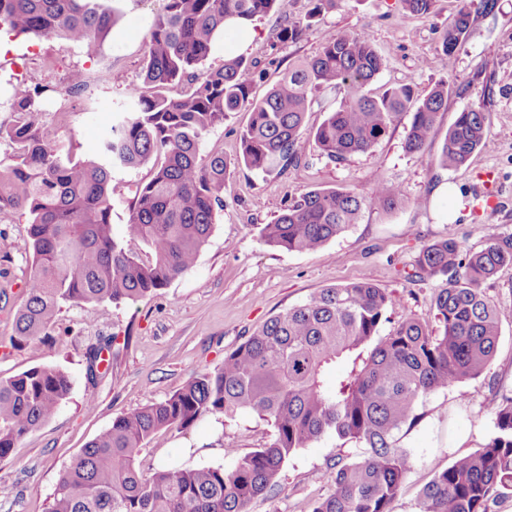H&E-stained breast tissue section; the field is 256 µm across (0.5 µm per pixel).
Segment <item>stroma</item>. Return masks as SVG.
<instances>
[{"instance_id": "35a3bbf8", "label": "stroma", "mask_w": 512, "mask_h": 512, "mask_svg": "<svg viewBox=\"0 0 512 512\" xmlns=\"http://www.w3.org/2000/svg\"><path fill=\"white\" fill-rule=\"evenodd\" d=\"M164 5L165 0H115L117 20L92 58L62 38H9L8 52L0 56V96L11 95L15 58L27 59L30 70L58 86L69 70L83 69L87 88L64 101L45 99L42 124L52 143L72 146L79 156L94 154L107 121L123 108L129 86L139 78L147 34ZM455 5L456 0H436L433 14L422 18L403 16L401 0H339L335 9L310 16L300 41L281 44L275 37L280 24L292 15H310L311 3L280 0L276 11L254 19L256 36L243 53L253 64L252 94L265 97L289 68L317 54L333 35L351 31L367 35L383 58L373 92L408 84L415 97H424L440 74L421 61L440 46ZM451 68L447 108L437 114L421 155L404 147L410 116L403 113L368 152L332 162L306 136L298 166L281 173L250 170L235 163L250 114L228 113L201 139V155L223 154L229 168L224 205L215 211L196 263L139 301L64 307L49 339L32 347L10 343L29 276L23 250L27 218L0 214V378L51 365L72 382L54 418L20 442L10 463L0 465V512H45L62 471L116 417L162 401L190 378L219 367L226 352L271 317L320 289L365 279L392 291L396 314L427 320L446 279L418 274L416 260L425 245L452 236L476 250L492 235L512 239V0H491L488 10L475 15ZM478 103L490 114L486 141L465 165L440 167L436 159L449 127L459 112ZM487 170L496 179L498 206L479 209L477 175ZM375 175L403 189L395 209L365 208L357 224L313 253L277 250L261 241V226L299 194L342 188L368 197ZM440 187L456 194L448 205L437 201ZM484 288L503 312L493 360L480 376L418 401L416 423L399 435L412 467L391 512H417L423 487L495 433L491 409L500 391L512 388V265L500 268ZM108 336L114 339L112 354L100 364L96 382H89L86 351ZM273 437L270 424L248 413L232 419L205 415L141 448L138 463L146 472L165 465L228 467L233 460L227 449L244 455ZM360 454L354 442L333 435L312 442L288 458L277 486L254 499L247 512H311L327 492L336 462Z\"/></svg>"}]
</instances>
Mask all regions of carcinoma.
<instances>
[{"mask_svg":"<svg viewBox=\"0 0 512 512\" xmlns=\"http://www.w3.org/2000/svg\"><path fill=\"white\" fill-rule=\"evenodd\" d=\"M109 0H0V31L63 38L98 54L116 21ZM277 0H166L152 23L140 82L131 86V108L112 122L96 154L51 144L39 118L50 84H18L13 124L0 138L16 145L0 161V214L28 215L25 253L31 259L27 299L14 323L15 346L42 342L65 306L137 301L167 287L190 269L224 206L228 163L224 154L200 155L202 135L229 112H250L240 133L237 161L269 172L296 165L298 142L315 93L341 96L336 110L313 130L320 154L336 162L365 153L385 136L394 118L412 111L405 148L424 154L438 112L448 102V77L422 99L403 85L377 94L368 86L383 68L370 39L343 33L300 61L262 99L251 97L249 65L241 57L199 71L229 18L253 21ZM404 14L427 16L435 0H401ZM489 0H457L441 48L424 66L448 71L473 14ZM308 17H290L277 39L299 41ZM187 82L176 96L169 86ZM490 116L481 106L460 112L448 128L437 162L465 163L479 149ZM151 166L128 208L125 236H114L112 200L121 186L115 168ZM403 192L374 180L364 198L346 189H315L292 201L259 236L271 248L311 253L357 223L362 210L390 209ZM512 265V243L489 238L471 251L453 238L426 245L418 273L448 276L432 301L435 325L406 315L384 336L395 307L392 294L358 280L323 288L281 312L225 353L224 363L191 378L166 399L119 416L61 474L46 512H246L276 485L284 462L325 434L350 440L361 457L336 463L328 493L312 512H390L410 470L396 436L416 421V403L437 390L481 375L490 365L502 311L482 285ZM115 337L87 351L94 379ZM341 366L328 390L323 375ZM69 374L38 366L0 378V464L18 443L47 423L67 398ZM250 413L273 426L272 442L244 456L233 448L231 467L165 466L150 474L135 463L140 448L175 426L206 414L233 418ZM496 433L475 452L456 459L423 489L417 512H490L512 497V390L492 408Z\"/></svg>","mask_w":512,"mask_h":512,"instance_id":"1","label":"carcinoma"}]
</instances>
